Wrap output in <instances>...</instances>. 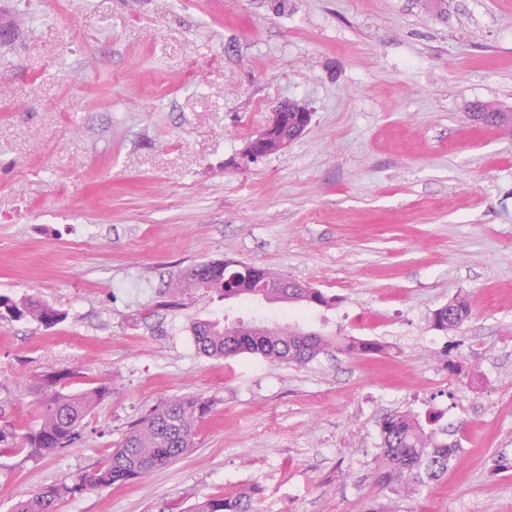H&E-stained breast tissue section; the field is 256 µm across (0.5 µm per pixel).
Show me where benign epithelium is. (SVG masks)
Here are the masks:
<instances>
[{
    "mask_svg": "<svg viewBox=\"0 0 512 512\" xmlns=\"http://www.w3.org/2000/svg\"><path fill=\"white\" fill-rule=\"evenodd\" d=\"M312 112L287 101L272 113L268 123L246 145L244 152L257 160L281 150L303 135L311 124Z\"/></svg>",
    "mask_w": 512,
    "mask_h": 512,
    "instance_id": "benign-epithelium-1",
    "label": "benign epithelium"
}]
</instances>
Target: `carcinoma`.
Returning <instances> with one entry per match:
<instances>
[{
	"label": "carcinoma",
	"instance_id": "1",
	"mask_svg": "<svg viewBox=\"0 0 512 512\" xmlns=\"http://www.w3.org/2000/svg\"><path fill=\"white\" fill-rule=\"evenodd\" d=\"M471 120L490 117L489 127L512 136V112L489 104H476L469 113ZM277 281L281 288H266ZM184 291L200 288L213 292L222 300L243 299L279 303H306L329 308L336 297L317 288L287 279L264 268L224 261H208L189 268L178 280ZM29 317L51 328L63 321V314L36 297L17 303L0 296V319L3 316ZM470 316V306L463 297H455L434 310V329H458ZM190 331L200 353L207 357L229 358L256 354L276 363L304 365L334 349L348 356L375 355L386 347L375 340L330 338L300 327H269L261 324L230 322L220 317L197 319ZM60 381L56 374H46L37 389L46 393L43 419L39 427L22 436L23 448L32 454L63 449L82 436L85 420L105 395L106 388L94 387L76 393L55 389ZM212 410L211 401L202 397L175 398L151 409L127 430L120 448L102 459L96 467L72 479L47 485L18 501L13 512H56L65 498L86 489L104 488L135 480L148 471L164 466L189 453L194 447L197 426ZM458 449L439 442L425 432L415 417L396 411L381 422L379 457L384 471L381 482L388 486L395 480L434 479L448 471ZM191 512H255L254 494L247 492L215 494L197 503Z\"/></svg>",
	"mask_w": 512,
	"mask_h": 512
}]
</instances>
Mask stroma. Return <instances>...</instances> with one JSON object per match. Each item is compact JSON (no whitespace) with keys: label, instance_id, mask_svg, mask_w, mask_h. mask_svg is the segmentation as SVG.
<instances>
[{"label":"stroma","instance_id":"stroma-1","mask_svg":"<svg viewBox=\"0 0 512 512\" xmlns=\"http://www.w3.org/2000/svg\"><path fill=\"white\" fill-rule=\"evenodd\" d=\"M290 99L279 153L230 160ZM512 0H0V295L64 315L0 319V429L39 427L35 382L105 386L79 440L0 447V512L91 470L175 397L213 403L193 449L58 512H512ZM235 260L334 307L177 291ZM456 296L471 314L433 330ZM225 317L370 339L306 365L198 352ZM416 414L459 452L439 480L384 486L380 423ZM473 112L469 113L472 121L483 117H492L493 120L487 125L493 129L501 131L504 135L512 136V112H506L489 104H476ZM254 494H215L198 502L190 512H255Z\"/></svg>","mask_w":512,"mask_h":512}]
</instances>
